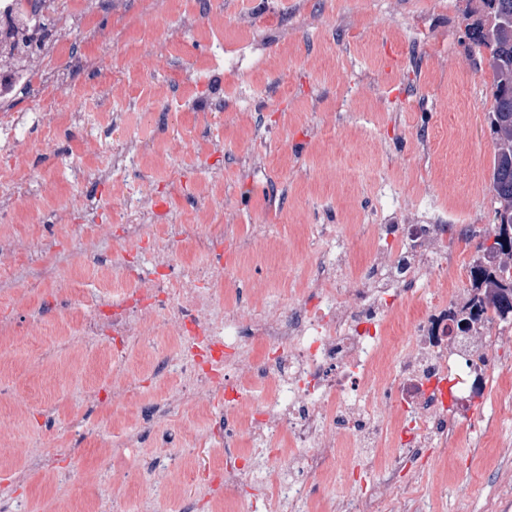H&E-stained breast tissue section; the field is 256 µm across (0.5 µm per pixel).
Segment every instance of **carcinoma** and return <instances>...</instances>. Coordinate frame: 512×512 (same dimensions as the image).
I'll return each instance as SVG.
<instances>
[{
  "label": "carcinoma",
  "mask_w": 512,
  "mask_h": 512,
  "mask_svg": "<svg viewBox=\"0 0 512 512\" xmlns=\"http://www.w3.org/2000/svg\"><path fill=\"white\" fill-rule=\"evenodd\" d=\"M484 14L466 25V35L477 48V65L493 78L494 104L487 113L494 153L491 191L497 207L494 228L478 244L481 257L470 265L471 288L460 312L465 324L481 322L494 309L503 320L512 318V0H481Z\"/></svg>",
  "instance_id": "cac0c4a2"
}]
</instances>
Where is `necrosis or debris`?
<instances>
[{"mask_svg":"<svg viewBox=\"0 0 512 512\" xmlns=\"http://www.w3.org/2000/svg\"><path fill=\"white\" fill-rule=\"evenodd\" d=\"M52 2L0 0V39L21 25L42 49L68 53L64 37L45 23ZM84 120L80 112H2L0 152L20 154L17 132L27 123ZM223 180L216 169L211 179L194 182L187 211L177 202L161 206L148 183L123 193L127 243L113 249L112 271L132 286L115 296L103 289L89 294L80 336L107 346L117 367L143 337L176 338L158 374L178 381L190 410L223 395V414L208 417L205 428L224 441L225 493L248 476L276 512H313L307 480L327 469L339 446L363 448L375 463L388 442L396 453L378 487L340 500L335 512H379L392 492L412 512H427L401 472L425 448L447 447L450 413L466 412L477 384L499 374L494 346L512 345V329L491 315L475 327L482 348L448 332L452 238L466 236L469 225L420 201L375 211L363 235L371 262L356 277L335 225L321 224L314 272L296 298L272 299L258 272L236 280L228 299L224 244L202 232ZM180 246L201 253L202 261L178 258ZM258 390L265 398L257 402ZM275 447L288 456V477L270 472Z\"/></svg>","mask_w":512,"mask_h":512,"instance_id":"necrosis-or-debris-1","label":"necrosis or debris"}]
</instances>
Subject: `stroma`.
Instances as JSON below:
<instances>
[{
	"mask_svg": "<svg viewBox=\"0 0 512 512\" xmlns=\"http://www.w3.org/2000/svg\"><path fill=\"white\" fill-rule=\"evenodd\" d=\"M90 13L93 31L76 23ZM482 13L480 0H63L52 14L68 39L69 53L43 56L36 74L65 71L69 90L61 107L89 117L85 127L63 133L49 125L26 128L29 156L27 195L12 206L13 219L0 223V238L29 240L32 250L0 272L8 284L40 273L49 288L62 290L68 311L41 312L36 297L15 303V315L38 323L37 349L24 338L0 334V512H40L53 500L55 512H141L152 498L155 512H266L252 505L255 487L243 479V500L225 503L199 472L207 462L222 476L220 449L200 439L203 419L188 410L172 414L139 447L119 450L139 429L137 408L176 396L175 381L154 378L163 355L174 346L163 336L148 337L127 356V375L137 384L133 401L99 404V426L79 431L74 421L87 395L106 385L107 350L79 345L62 350L64 335H76L81 300L99 284L123 288L120 275H103L77 253L74 244L91 217L75 214L58 224L74 194L99 199L104 222L124 218L111 186L137 189L153 180L157 196L169 186L155 170L136 166L114 172L111 183L66 176L75 163L103 168L112 162V144L100 139L98 113L124 109L126 134L149 139L159 133L182 149L165 171L196 180L211 167L224 168L228 191H217V215L206 231L224 233L222 214L233 213L235 237H250L256 221L269 226L270 243H256L247 257L256 270L277 268L274 294L287 293L313 269L314 224H332L340 238L356 241L361 216L376 204L391 208L411 201L422 184L434 187V204L462 212L483 232L493 226L490 190L493 159L487 114L493 105L492 75L476 68L466 36L467 22ZM251 28L241 33L239 16ZM164 47L166 61L155 50ZM194 79L191 102L174 97L173 80ZM270 89L259 122L277 138L261 142L236 119L250 94ZM223 101L224 122L197 123L199 109ZM434 147L423 153L418 133ZM264 152L265 171L241 167L243 155ZM249 180L250 194L233 191ZM496 356L509 375L492 383L468 417L455 420L447 451L426 449L416 464L418 494L430 512H512V457L494 447H477L479 430L496 420L495 439L512 441V348ZM38 442L64 451L49 470L35 468L25 446ZM180 453L183 461L168 474L150 462ZM71 471L70 484L56 475ZM377 470L365 467L355 448L336 451L334 467L312 478L314 499L327 503L368 494Z\"/></svg>",
	"mask_w": 512,
	"mask_h": 512,
	"instance_id": "obj_1",
	"label": "stroma"
}]
</instances>
